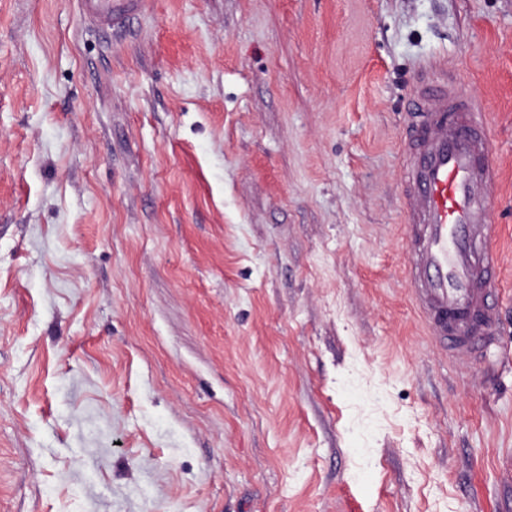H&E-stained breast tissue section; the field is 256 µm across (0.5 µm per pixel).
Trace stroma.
<instances>
[{
	"label": "stroma",
	"instance_id": "obj_1",
	"mask_svg": "<svg viewBox=\"0 0 512 512\" xmlns=\"http://www.w3.org/2000/svg\"><path fill=\"white\" fill-rule=\"evenodd\" d=\"M426 66L501 171L483 362L403 274ZM0 512H512V0H0ZM83 12L97 25L112 30V17L134 0H79Z\"/></svg>",
	"mask_w": 512,
	"mask_h": 512
}]
</instances>
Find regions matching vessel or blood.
Masks as SVG:
<instances>
[{"mask_svg":"<svg viewBox=\"0 0 512 512\" xmlns=\"http://www.w3.org/2000/svg\"><path fill=\"white\" fill-rule=\"evenodd\" d=\"M97 25L111 28L132 0H80ZM418 106L400 146L407 204L405 273L434 335L458 355L492 345L500 316L499 231L492 222L499 172L482 100L447 72L422 74Z\"/></svg>","mask_w":512,"mask_h":512,"instance_id":"1","label":"vessel or blood"}]
</instances>
